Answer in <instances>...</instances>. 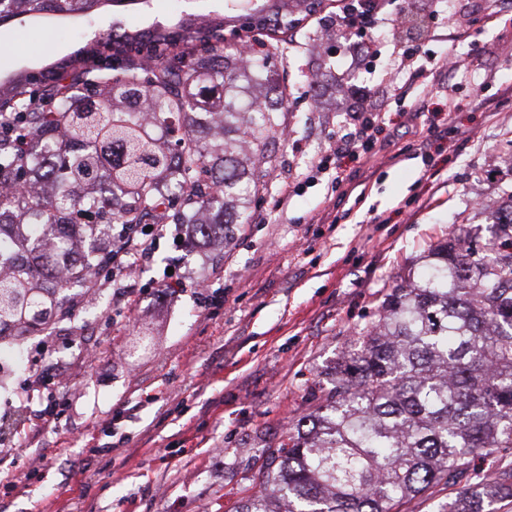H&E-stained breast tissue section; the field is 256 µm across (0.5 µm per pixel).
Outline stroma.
I'll list each match as a JSON object with an SVG mask.
<instances>
[{
    "instance_id": "35a3bbf8",
    "label": "stroma",
    "mask_w": 512,
    "mask_h": 512,
    "mask_svg": "<svg viewBox=\"0 0 512 512\" xmlns=\"http://www.w3.org/2000/svg\"><path fill=\"white\" fill-rule=\"evenodd\" d=\"M485 6L392 0L352 37L328 8L285 38L263 36L272 80L288 92L287 135L250 194L247 223L205 256L178 239L175 225L164 226L153 263L124 276L140 293L134 310L113 312L107 277L74 285L70 317L52 335L19 343L28 365L0 361L9 379L0 387V417L13 423L34 415L17 393L41 361L69 378L58 419L11 447L16 480L0 483V512H239L259 488L267 446L286 438L336 363L357 349L356 334L372 321L383 289L419 270L434 245L465 235L481 244L490 213L472 199L482 194L498 206L512 191V56L495 51L502 37L512 38V9L489 23ZM223 11L224 0H152L124 16L145 29L184 13ZM110 24L106 11L0 25V82L68 57L76 42ZM367 42L368 61L352 68L344 47ZM451 46L469 63L452 75L433 67ZM405 54L408 69L393 74L391 63ZM343 72L371 87L386 117L387 151L401 160L345 158L337 173L315 177L313 162L348 117ZM422 75L448 93L429 99L416 124L401 123L406 106L392 81ZM441 114L470 135L434 136L428 165L415 142ZM338 176L347 196L336 192ZM286 183L292 195L283 206ZM327 210L337 224L321 223ZM208 263L224 268L221 306L201 309L191 286L176 295L162 288L166 271L199 274ZM122 409V442L99 454L105 424ZM40 453L52 456V466L29 471L25 457Z\"/></svg>"
}]
</instances>
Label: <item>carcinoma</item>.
I'll use <instances>...</instances> for the list:
<instances>
[{"label":"carcinoma","mask_w":512,"mask_h":512,"mask_svg":"<svg viewBox=\"0 0 512 512\" xmlns=\"http://www.w3.org/2000/svg\"><path fill=\"white\" fill-rule=\"evenodd\" d=\"M250 0H225L201 16L200 49L184 34L131 31L105 37L120 72L84 67L89 49L55 63L63 76L38 88L0 86V238L22 220L20 248L0 249V337L51 335L69 313L77 272L59 276L53 243L69 252V226L99 246L108 224H193L202 239L232 238L261 170L284 136L285 91L272 96L269 56L245 60L212 36ZM105 0H0V23L24 14L94 15ZM132 40L184 51L173 59L126 53ZM142 103L144 116L128 106ZM34 169L49 187L32 191ZM179 184L159 209L160 181ZM359 349L336 368L287 440L266 449L260 488L239 512H398L402 502L448 491L439 512H500L512 503V205L481 248L441 243L425 267L388 289ZM493 469L475 472L474 458Z\"/></svg>","instance_id":"cac0c4a2"}]
</instances>
